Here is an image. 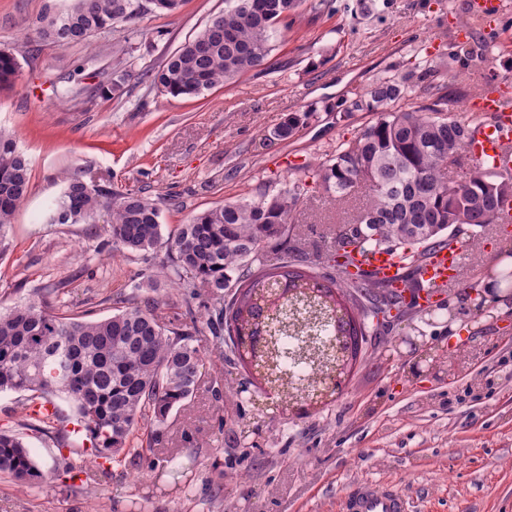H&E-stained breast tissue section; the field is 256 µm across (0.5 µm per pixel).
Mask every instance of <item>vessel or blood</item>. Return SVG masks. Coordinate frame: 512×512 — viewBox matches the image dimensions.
Segmentation results:
<instances>
[{
    "label": "vessel or blood",
    "mask_w": 512,
    "mask_h": 512,
    "mask_svg": "<svg viewBox=\"0 0 512 512\" xmlns=\"http://www.w3.org/2000/svg\"><path fill=\"white\" fill-rule=\"evenodd\" d=\"M512 5L507 0H471L473 15L492 21ZM477 119L471 126L467 151L489 170L512 176V87L507 82H489L473 103ZM463 242L431 249L422 263L409 268L401 256L386 248L365 250L350 247L351 274L369 273L391 286L402 288L417 282L415 300L425 309L460 281ZM346 512H406V501L396 488H381L369 482L356 485L345 499Z\"/></svg>",
    "instance_id": "b4317fda"
}]
</instances>
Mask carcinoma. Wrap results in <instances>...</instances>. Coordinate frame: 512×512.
I'll list each match as a JSON object with an SVG mask.
<instances>
[{"label":"carcinoma","instance_id":"cac0c4a2","mask_svg":"<svg viewBox=\"0 0 512 512\" xmlns=\"http://www.w3.org/2000/svg\"><path fill=\"white\" fill-rule=\"evenodd\" d=\"M183 3L69 0L63 8L46 9L36 31L58 47L86 43L119 23L135 37L147 6L174 15ZM338 10L336 0H224V11L184 41L162 68L143 76L173 97L230 86L244 75L270 70L279 28L289 29L305 14L317 18ZM19 71L14 54L0 55V90L13 88ZM407 81L380 77L362 96L336 106L346 115L370 112L374 120L301 167L300 177L204 209L166 234L164 198L67 178L62 194L47 204L45 223L90 224L102 218L109 224L112 256L145 257L163 248L167 260L147 282L117 296L121 309L109 317L76 313L58 295L49 300L46 291L0 310V392L21 394L25 413L21 430L0 429V474L36 487L77 469L61 454L46 474L24 441L29 430L54 435L62 444L66 416L46 418L36 411L58 398L72 402L90 444L88 455L101 467L140 456L137 436L144 426L150 440H157L158 426L192 396L204 368L195 326L159 315L153 293L161 288L184 291L186 317L199 290H211L215 304L207 327L224 347V359L279 394L300 380L303 365L293 363L289 373L288 358H265L259 345L270 332L283 346L318 323L331 379L354 369L366 337L421 313L405 303L401 291L370 274L349 280L348 248L405 250L413 267L429 249L493 223L512 199V178L464 160L470 125L448 116L446 85L422 86L417 102L410 99ZM311 116L310 110L286 114L266 135V145L292 138ZM31 172L27 155L0 132V255L10 249L7 228L28 195ZM311 188L352 211L321 245L299 237L291 224ZM457 212L468 221L448 222Z\"/></svg>","mask_w":512,"mask_h":512}]
</instances>
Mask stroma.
<instances>
[{
  "instance_id": "35a3bbf8",
  "label": "stroma",
  "mask_w": 512,
  "mask_h": 512,
  "mask_svg": "<svg viewBox=\"0 0 512 512\" xmlns=\"http://www.w3.org/2000/svg\"><path fill=\"white\" fill-rule=\"evenodd\" d=\"M461 0H388L383 20L342 11L305 18L282 32L275 70L249 74L229 87L187 99L161 94L144 80L201 30L224 0H185L178 14L144 15L138 48L128 51L119 26L69 47L44 43L35 21L67 0H0V49L14 53L20 76L0 91V130L14 136L32 167L30 193L0 256V306L36 288L64 285L75 312L111 316L113 295L134 276L164 261L108 258V226L39 224L44 202L58 196L69 174L90 184L175 196L163 205L165 229L215 204L257 194L298 166L353 138L372 113L343 116L331 104L354 98L383 75L404 76L428 63L431 78L456 98L454 118L472 119L470 104L489 73L512 77V10L472 24L471 42L492 49L478 66L448 58L449 19L467 21ZM129 73L122 97L107 94L116 59ZM67 87L69 99L54 88ZM311 111L291 139L263 138L290 112ZM495 258L470 247L464 286L439 303L422 340L436 354L468 352L452 382L412 372L410 328L398 324L369 345L342 393L310 413L281 410L276 398L227 391L224 361L204 331L210 299L184 302L162 290L160 313L192 310L207 361L193 396L165 420L159 442L141 457L103 470L86 458L83 439L70 437L83 468L74 479L35 488L0 476V512H345L358 483L399 489L406 512H512V301L493 289L512 269V233L497 232ZM484 315H476V304ZM177 458L182 473L168 461Z\"/></svg>"
}]
</instances>
